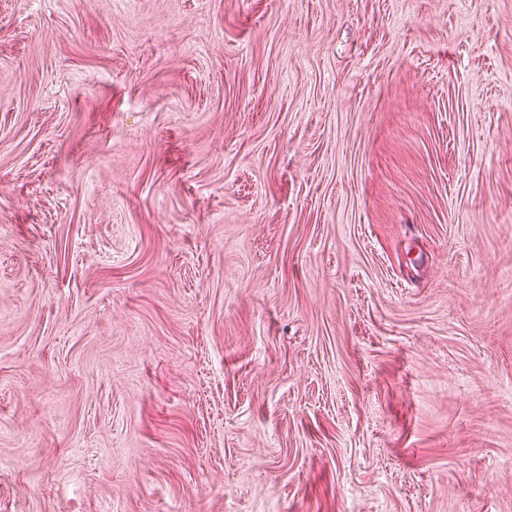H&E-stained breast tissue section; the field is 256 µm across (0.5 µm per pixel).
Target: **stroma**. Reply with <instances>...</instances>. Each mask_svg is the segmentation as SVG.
Listing matches in <instances>:
<instances>
[{"mask_svg":"<svg viewBox=\"0 0 512 512\" xmlns=\"http://www.w3.org/2000/svg\"><path fill=\"white\" fill-rule=\"evenodd\" d=\"M0 512H512V0H0Z\"/></svg>","mask_w":512,"mask_h":512,"instance_id":"1","label":"stroma"}]
</instances>
